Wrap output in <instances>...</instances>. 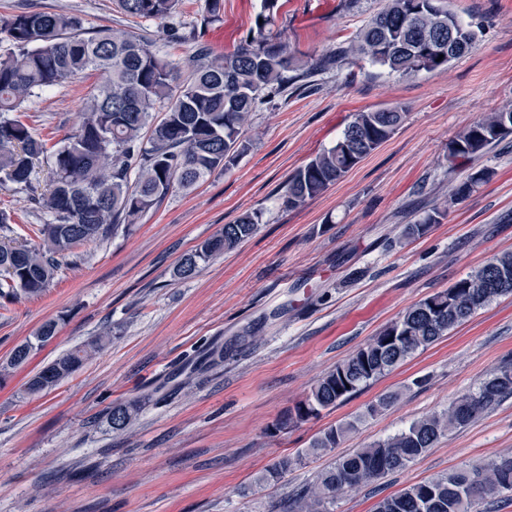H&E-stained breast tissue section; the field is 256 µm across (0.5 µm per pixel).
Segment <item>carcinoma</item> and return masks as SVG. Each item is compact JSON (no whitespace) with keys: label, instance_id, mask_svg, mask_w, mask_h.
Wrapping results in <instances>:
<instances>
[{"label":"carcinoma","instance_id":"1","mask_svg":"<svg viewBox=\"0 0 512 512\" xmlns=\"http://www.w3.org/2000/svg\"><path fill=\"white\" fill-rule=\"evenodd\" d=\"M115 2L128 17L159 21L173 18L180 5V0ZM223 9V0H204L203 22L220 20ZM278 9L279 0H262L254 25L230 52L214 55L200 47L195 69L181 83L172 61L128 31L103 27L89 33L75 14L43 11H23L0 23V34L12 44L8 53L0 54V184L27 191L37 165L45 162L51 168L50 186L36 199L38 209L51 217L33 228L38 245L11 237V217L0 211L1 300L39 297L78 248L129 230L174 189L188 190L236 163L249 149L244 136L249 114L264 97L312 75L285 43L266 35ZM477 36L474 24L462 21L439 0H387L357 40L330 54L325 66L332 68L353 56L367 58L391 73L415 76L446 67L466 53ZM89 70L100 72L103 80L75 113L74 134L50 152L46 141L17 113L47 89ZM404 117L397 106L353 113L331 147L288 177L284 206L297 209L319 196L387 142ZM510 136L512 110H501L467 125L450 141L448 173H466L454 199L490 180L491 170H472L470 165ZM261 219V213L252 212L224 225V231L180 258L174 276L195 277L211 260L251 238ZM511 296L512 252L507 251L410 306L319 378L305 398L278 419L274 431H286L336 408L479 309ZM58 325L59 321L49 320L36 336L16 346L0 365V382L55 336ZM105 341H112V330L63 353L28 381L26 392L52 390ZM222 361L224 349L202 351L184 368L202 372ZM509 395L512 361L490 372L473 392L452 401L446 410L338 458L294 501L292 512H329L346 489L406 469L446 432L470 424ZM397 398L393 392L380 396L367 406L366 414L386 410ZM141 408L138 398L110 406L109 428L126 429ZM354 429L353 421L323 429L305 451L273 462L260 482L277 481L307 455L331 453ZM509 492L512 454H504L483 465L409 485L378 501L375 512H477L478 504Z\"/></svg>","mask_w":512,"mask_h":512}]
</instances>
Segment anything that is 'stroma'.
Returning a JSON list of instances; mask_svg holds the SVG:
<instances>
[{"label": "stroma", "mask_w": 512, "mask_h": 512, "mask_svg": "<svg viewBox=\"0 0 512 512\" xmlns=\"http://www.w3.org/2000/svg\"><path fill=\"white\" fill-rule=\"evenodd\" d=\"M478 25L472 50L448 67L402 77L368 60L320 67L348 46L385 0H280L268 32L315 69L313 87H289L259 104L245 124L249 148L194 190H173L131 232L86 246L41 297L0 306V361L58 320L55 338L0 385V512H286L326 466L306 458L268 486L254 479L276 458L308 447L321 429L358 419L343 455L386 439L473 391L512 360V297L417 352L333 410L288 432L273 424L315 381L410 305L447 289L483 261L512 251V137L475 161L494 173L458 204L448 144L485 113L512 107V0H442ZM203 0H182L176 36L159 22L120 14L114 0H0V21L22 11L81 16L147 38L180 78L197 43L234 49L261 0H224L220 22L203 24ZM100 80L90 71L25 104L21 119L58 147ZM397 132L303 208L282 203L290 174L332 146L352 113L391 106ZM20 237L45 223L31 193L0 186V211ZM254 236L193 278L174 277L179 257L250 212ZM437 222L421 238L405 225ZM112 341L46 394L27 395L44 365L104 329ZM224 361L183 371L198 350ZM400 399L373 417L382 394ZM149 396L131 429L110 430L105 410ZM512 453V396L442 436L405 470L337 497L330 512H372L380 498L423 479Z\"/></svg>", "instance_id": "stroma-1"}]
</instances>
